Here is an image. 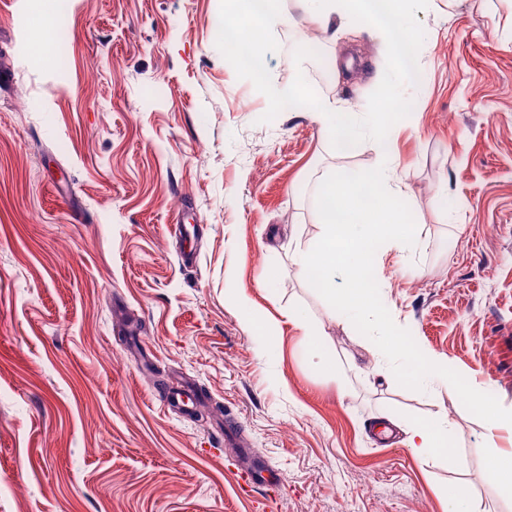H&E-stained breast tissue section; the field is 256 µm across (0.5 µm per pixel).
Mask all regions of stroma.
Returning <instances> with one entry per match:
<instances>
[{"label":"stroma","instance_id":"35a3bbf8","mask_svg":"<svg viewBox=\"0 0 512 512\" xmlns=\"http://www.w3.org/2000/svg\"><path fill=\"white\" fill-rule=\"evenodd\" d=\"M281 11L273 85L301 74L366 112L378 38L352 23L334 42L299 0ZM217 16L216 0H0V512H444L455 483L471 512H512L489 463L512 426L441 379L400 386L293 262L321 234L323 175L377 167L378 147L332 148L300 107L262 122ZM416 17L414 110L388 155L417 243L383 256L380 295L422 352L512 410V0ZM180 383L221 413L168 405ZM438 412L447 455L415 454L404 425Z\"/></svg>","mask_w":512,"mask_h":512}]
</instances>
